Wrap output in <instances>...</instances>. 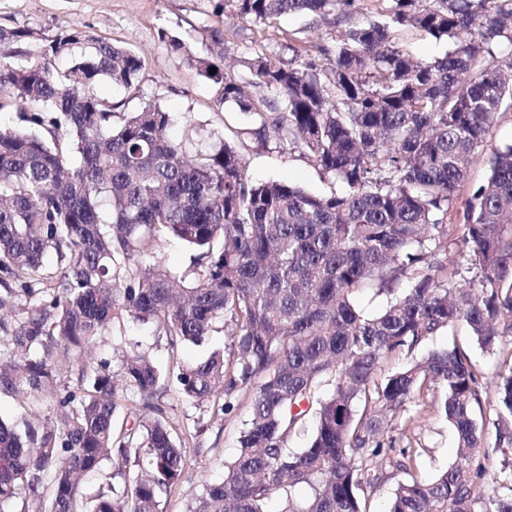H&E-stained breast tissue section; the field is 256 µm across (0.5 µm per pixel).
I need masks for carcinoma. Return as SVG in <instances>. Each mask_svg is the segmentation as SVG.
Returning a JSON list of instances; mask_svg holds the SVG:
<instances>
[{"mask_svg":"<svg viewBox=\"0 0 512 512\" xmlns=\"http://www.w3.org/2000/svg\"><path fill=\"white\" fill-rule=\"evenodd\" d=\"M382 2L384 21L337 30L327 67L259 53L241 80L224 74L221 54L188 57L219 85L218 104L253 114L248 134L345 185L325 196L254 181L222 140L190 152L153 102L126 112L140 96L137 54L78 32L31 61L20 45L36 32L0 30V112L23 122L0 128V394L21 409L19 423L0 418V512L21 489V512H159L176 488L186 458L159 403L162 371L136 348L117 370L91 358L123 318L173 343L227 336L177 375L193 406L225 413L253 393L237 454L190 512H270L276 499L279 512H367L421 455L392 435L409 404L410 422L444 415L457 450L435 477L398 483L388 512H512V368L498 373L493 402L457 346L382 374L391 356L461 322L485 350L512 337V145L486 152L512 109V58L495 51L512 45V0ZM217 8L254 24L305 13L334 25L359 0ZM393 27L454 48L414 59ZM60 57L69 66L56 67ZM102 80L127 97L98 95ZM482 158L484 182L465 188ZM166 236L198 251L190 272L164 268ZM368 289L386 298L374 314L353 302ZM128 402L139 412L120 423ZM308 417L307 445L289 449ZM489 448L504 456L505 495L483 486ZM107 462L113 471L86 496L83 482ZM301 484L311 496L297 505L287 490Z\"/></svg>","mask_w":512,"mask_h":512,"instance_id":"carcinoma-1","label":"carcinoma"}]
</instances>
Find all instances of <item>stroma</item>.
Masks as SVG:
<instances>
[{
  "label": "stroma",
  "mask_w": 512,
  "mask_h": 512,
  "mask_svg": "<svg viewBox=\"0 0 512 512\" xmlns=\"http://www.w3.org/2000/svg\"><path fill=\"white\" fill-rule=\"evenodd\" d=\"M216 3L217 0H0V27L31 29L46 42L77 30L128 49L142 59L140 85L144 99L172 113L174 121L169 133L173 139L185 140L191 129L202 128L213 138L231 142L236 133L251 128L252 115L232 103L217 105L216 85L188 61L189 56L206 58L214 51L212 30L221 31L224 65L238 77L246 74V61L254 56L257 47L288 42L291 48L282 52L281 57L289 60L295 47L318 44L331 50L336 42L333 26L313 25L304 14L256 25L225 20L216 11ZM173 38L186 44L187 54L171 52L168 42ZM392 38L404 52L426 61L444 57L452 47L451 41L435 39L416 28L397 29ZM245 159L250 173L259 180H287L318 195L344 189L340 181L323 174L305 156L280 153L271 143H248ZM225 342L224 334L218 333L203 346H173L166 337L154 335L149 326L129 322L104 335L94 355L110 360L114 347L137 345L148 351L164 371L173 372L178 365L198 360L208 351L223 347ZM430 345L464 349L482 375L489 394L494 391L495 372L512 367V342L485 351L462 323L439 333ZM161 403L173 425L187 433L185 473L175 492L163 499L161 508L163 512H190L205 482L220 479L225 462L235 456L238 437L249 418L252 395L240 393L230 414L217 415L210 408L199 409L182 401L177 383L172 380ZM393 435L398 447L422 448L423 454L413 470L415 477H434L455 457V433L440 415L429 416L421 427L397 417Z\"/></svg>",
  "instance_id": "obj_1"
}]
</instances>
